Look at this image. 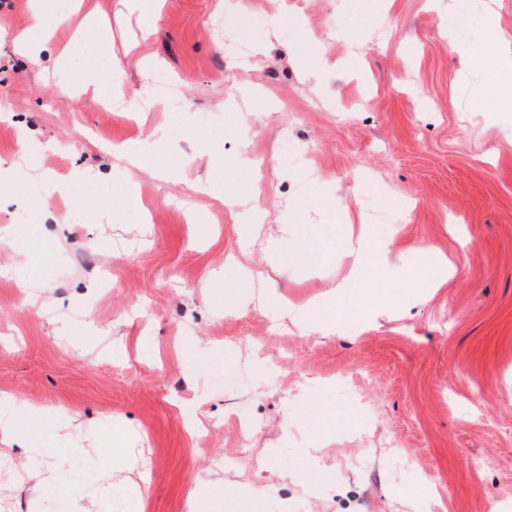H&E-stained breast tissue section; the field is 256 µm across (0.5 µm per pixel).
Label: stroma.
<instances>
[{"label":"stroma","mask_w":512,"mask_h":512,"mask_svg":"<svg viewBox=\"0 0 512 512\" xmlns=\"http://www.w3.org/2000/svg\"><path fill=\"white\" fill-rule=\"evenodd\" d=\"M249 3L85 0L79 34L57 0H0V160L39 151L77 197L0 203V396L80 426L58 474L68 497L35 504L34 475L4 460L0 512H71L78 494L89 512H187L199 479L224 493L213 512L253 488L260 512H512V108L479 101L490 72L451 49L484 46L487 12L512 42V0ZM37 9L56 38L31 51L16 38L37 40ZM99 31L120 68L109 107ZM153 66L180 111L149 99ZM120 143L167 156L141 170ZM212 155L236 205L203 190ZM130 186L144 223L124 219ZM323 189L375 226L392 275L417 259L406 239L447 256L452 278L359 329L242 307L247 282L213 278L225 252L270 273L271 245L300 246L298 208L330 241ZM348 272L337 252L276 282L302 302ZM314 397L340 413L328 433L304 418ZM105 457L121 493L97 491Z\"/></svg>","instance_id":"1"}]
</instances>
